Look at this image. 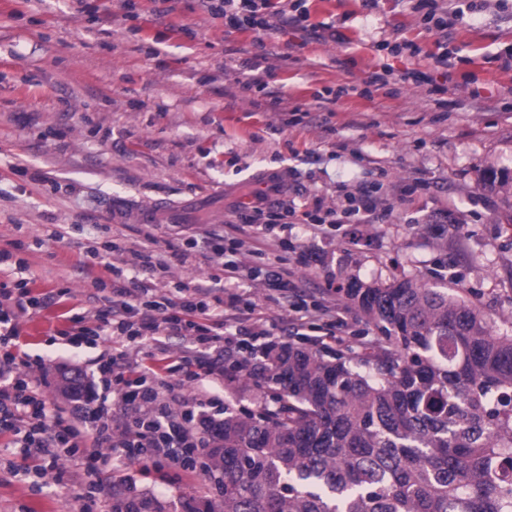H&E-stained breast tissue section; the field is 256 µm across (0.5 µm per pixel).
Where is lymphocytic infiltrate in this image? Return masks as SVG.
Instances as JSON below:
<instances>
[{
    "label": "lymphocytic infiltrate",
    "instance_id": "1",
    "mask_svg": "<svg viewBox=\"0 0 512 512\" xmlns=\"http://www.w3.org/2000/svg\"><path fill=\"white\" fill-rule=\"evenodd\" d=\"M200 2L210 16L237 31L260 33L276 22L301 30L308 18L305 0H290L275 19L267 12L269 0ZM231 211L252 227L254 242L262 245L271 242L265 226L296 214L295 209L277 206L257 193L232 203ZM201 243L216 271L194 286L160 288L127 276L116 266L111 269L112 283L93 280L102 303L96 323L91 326L86 317L72 315L74 331L67 339L93 345L114 341L121 350L99 357L97 379H89L77 367L64 371V397L59 401L42 392L47 383L44 360L17 348L21 319L54 302L57 295L33 294L26 278L28 266L22 261L16 265L20 277L15 285L0 282V345L7 348L0 356V433L6 435L9 449L35 460L38 478L78 487L79 512H94L92 475L98 466L136 458L155 464L167 461L186 471L203 469L205 448L220 440L213 428L222 421L224 402L211 389L234 383L233 369L224 363V349L231 346L249 357L255 339L268 330L264 318L256 317L255 305L249 304L245 311L256 321L248 338L225 333L224 308L240 300L242 266L225 261L223 234L209 232L202 242L193 236L184 240L191 252ZM168 336L185 338L199 355L192 374L200 385L195 397L184 396L174 366L134 367L126 358L128 349L149 343L159 346ZM112 404L127 409L123 424H113L108 412ZM62 458L72 462V471H58L56 463Z\"/></svg>",
    "mask_w": 512,
    "mask_h": 512
}]
</instances>
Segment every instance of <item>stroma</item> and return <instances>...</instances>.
Instances as JSON below:
<instances>
[{"mask_svg":"<svg viewBox=\"0 0 512 512\" xmlns=\"http://www.w3.org/2000/svg\"><path fill=\"white\" fill-rule=\"evenodd\" d=\"M419 3L380 0L368 11L360 0H311L316 33L259 35L226 28L198 0H136L132 19L124 0H0V250L28 262L38 292H67L23 320L24 350L94 371L100 348L60 336L66 309L95 318L92 279L150 244L184 282L207 280L202 255L174 259L186 233L216 228L225 248H252L230 204L267 191L273 173L288 207L344 203L363 188L379 199L370 225L349 213L295 224L287 248L254 257L255 267L295 271V313L251 288L275 338L304 323L331 347L375 351L380 332L352 307L314 315L332 277L416 279L512 332V0H435L444 38ZM396 41L418 55L391 54ZM444 52L445 68L435 62ZM251 60L272 68L266 90H240ZM385 66L379 89L371 77ZM408 70L424 83L401 81ZM274 93L303 110L300 124L269 109ZM110 240L121 253L106 251ZM89 252L99 258L88 268ZM26 465L0 450V512H77L74 491L16 478ZM128 470L162 512H186L182 497L204 495L201 474L137 461Z\"/></svg>","mask_w":512,"mask_h":512,"instance_id":"stroma-1","label":"stroma"}]
</instances>
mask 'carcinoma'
<instances>
[{"mask_svg": "<svg viewBox=\"0 0 512 512\" xmlns=\"http://www.w3.org/2000/svg\"><path fill=\"white\" fill-rule=\"evenodd\" d=\"M376 352L309 338L261 351L207 449L219 512H512V333L418 280L339 289ZM112 487V512H152Z\"/></svg>", "mask_w": 512, "mask_h": 512, "instance_id": "1", "label": "carcinoma"}]
</instances>
